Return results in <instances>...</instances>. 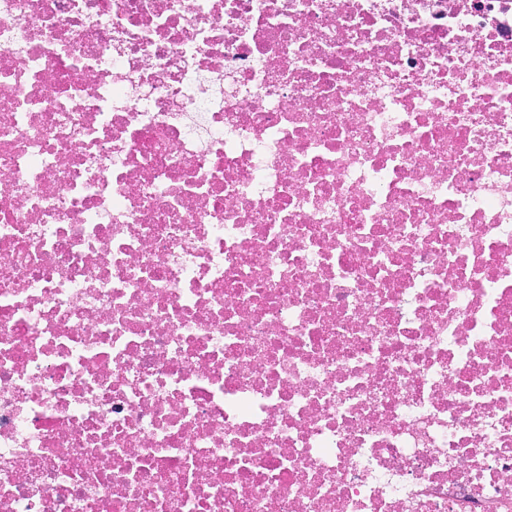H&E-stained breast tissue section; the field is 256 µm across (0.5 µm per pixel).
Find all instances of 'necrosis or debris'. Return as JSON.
Segmentation results:
<instances>
[{"mask_svg": "<svg viewBox=\"0 0 512 512\" xmlns=\"http://www.w3.org/2000/svg\"><path fill=\"white\" fill-rule=\"evenodd\" d=\"M0 512H512V0H0Z\"/></svg>", "mask_w": 512, "mask_h": 512, "instance_id": "4bbe7bcc", "label": "necrosis or debris"}]
</instances>
